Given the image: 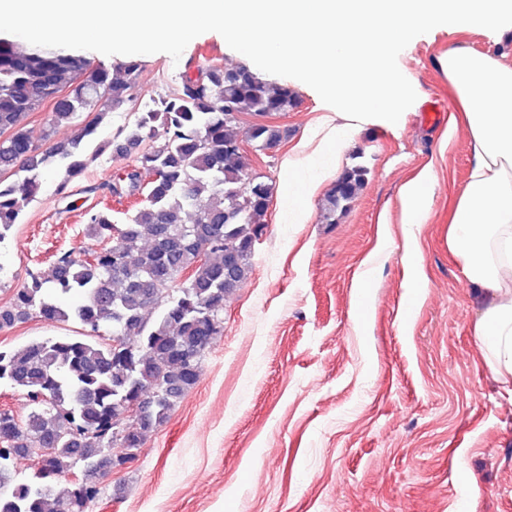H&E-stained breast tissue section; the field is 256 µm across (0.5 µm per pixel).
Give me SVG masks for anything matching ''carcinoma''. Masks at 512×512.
<instances>
[{"instance_id": "cac0c4a2", "label": "carcinoma", "mask_w": 512, "mask_h": 512, "mask_svg": "<svg viewBox=\"0 0 512 512\" xmlns=\"http://www.w3.org/2000/svg\"><path fill=\"white\" fill-rule=\"evenodd\" d=\"M192 68V62L186 63ZM170 94L152 99L134 128L112 141L118 154L135 152V164L117 174V204L146 190L126 223L113 221L102 202L85 212L88 236L102 243L91 252L56 255L50 274L30 282L0 305V330L33 317H72L81 337L33 341L0 348V383L26 393L22 421L0 411V512H88L99 500L98 479L112 473L116 453L135 459L153 432L200 378L205 352L224 334V302L251 271L255 244L265 233L272 185L248 173L239 153L238 119L285 112L295 92L263 80L246 65H197ZM139 64L120 71L90 68L78 50L32 46L19 50L0 39V243L40 192V169L56 160L70 182L101 148L88 151L111 112L137 99ZM51 113L41 140L58 123L82 119L81 136L42 151L23 119L44 106ZM283 139L276 125L257 122L247 141L255 150ZM25 172L13 180L16 169ZM152 180L141 183L142 173ZM355 165L336 180L321 218L336 223L364 183ZM72 292L83 302L64 311L57 298ZM109 331L112 342L103 341ZM144 416L129 420L131 439L112 443V422L131 406ZM32 461L15 477V460ZM80 471L60 493L58 477Z\"/></svg>"}]
</instances>
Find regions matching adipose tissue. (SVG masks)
Masks as SVG:
<instances>
[{
    "mask_svg": "<svg viewBox=\"0 0 512 512\" xmlns=\"http://www.w3.org/2000/svg\"><path fill=\"white\" fill-rule=\"evenodd\" d=\"M448 78L469 132L473 164L448 211V251L487 305L473 333L503 386H512V66L463 46Z\"/></svg>",
    "mask_w": 512,
    "mask_h": 512,
    "instance_id": "adipose-tissue-1",
    "label": "adipose tissue"
}]
</instances>
